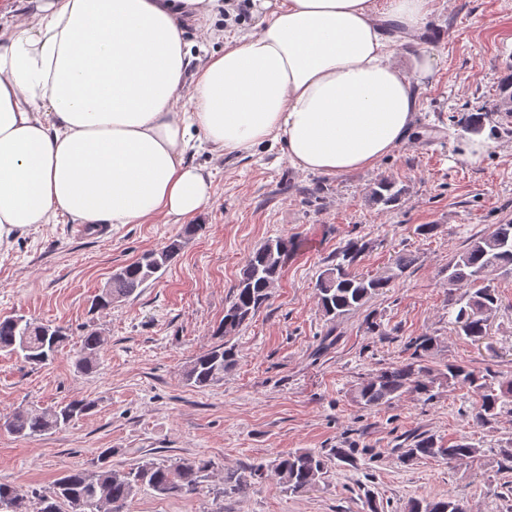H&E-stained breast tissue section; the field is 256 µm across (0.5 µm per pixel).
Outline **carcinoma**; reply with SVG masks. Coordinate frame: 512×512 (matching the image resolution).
I'll use <instances>...</instances> for the list:
<instances>
[{
    "label": "carcinoma",
    "mask_w": 512,
    "mask_h": 512,
    "mask_svg": "<svg viewBox=\"0 0 512 512\" xmlns=\"http://www.w3.org/2000/svg\"><path fill=\"white\" fill-rule=\"evenodd\" d=\"M505 113L512 115V74L501 81L499 99L489 110L461 117L453 125L469 132H479L485 122ZM402 194L395 183L382 180L369 190V200L387 207ZM293 237L267 240L257 248L241 267L232 299L224 311L214 335L230 336L248 325L271 297L288 258L295 252ZM181 250L174 240L167 246L146 252L134 261L118 267L109 278L107 288L93 300V308L107 309L112 301L128 298L147 282L161 276ZM363 246L350 242L336 251L331 263L318 275L316 290L324 316L334 320L360 310L373 296L390 287L416 262L411 253L398 254L386 272L363 276L354 271ZM448 312L455 313L454 329L480 342L488 336L490 318L499 303L488 277L499 273L512 275V222L496 225L488 236L469 242L467 247L448 262ZM62 326L30 321L23 317L0 319V350L15 352L31 364H44L68 340ZM104 337L97 331L80 336L77 365L89 371L96 366ZM438 348L436 337L423 334L410 339L406 360L382 368L361 382L356 390L357 401L366 408L390 404L407 393H414L424 402L434 399L433 389L440 380L469 388L479 395L475 414L478 424L489 425L498 409L512 402V378L489 380L462 364H447L445 370L428 364ZM238 363L236 347L228 342L217 344L196 356L183 372L186 384L206 388L224 380V374ZM93 403L75 399L50 408H30L13 414L3 422L9 433L21 439H32L59 430L78 417L89 413ZM480 454V448L461 437L443 444L430 436L413 437L403 450L404 463L439 458L448 462L468 461ZM112 450L104 451L102 464L94 469L75 468L56 480L51 490L29 493L19 486L0 484V512H127L132 498L143 488L163 497H183L206 488L214 498L243 496L272 472L282 488L290 494L306 493L320 485L328 476L329 457L312 450H297L280 455L271 464L253 463L224 471L218 482L206 487L212 478L213 465L204 458L154 462L147 460L128 468L107 464ZM456 495L416 499L409 502L407 512H461Z\"/></svg>",
    "instance_id": "cac0c4a2"
}]
</instances>
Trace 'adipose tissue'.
Returning <instances> with one entry per match:
<instances>
[{"label":"adipose tissue","instance_id":"1","mask_svg":"<svg viewBox=\"0 0 512 512\" xmlns=\"http://www.w3.org/2000/svg\"><path fill=\"white\" fill-rule=\"evenodd\" d=\"M0 0V246L65 216L184 224L213 201L187 159L280 147L293 166L370 168L412 133L437 61L434 0H254L257 32L193 55L221 0ZM188 92L190 111L176 107Z\"/></svg>","mask_w":512,"mask_h":512}]
</instances>
